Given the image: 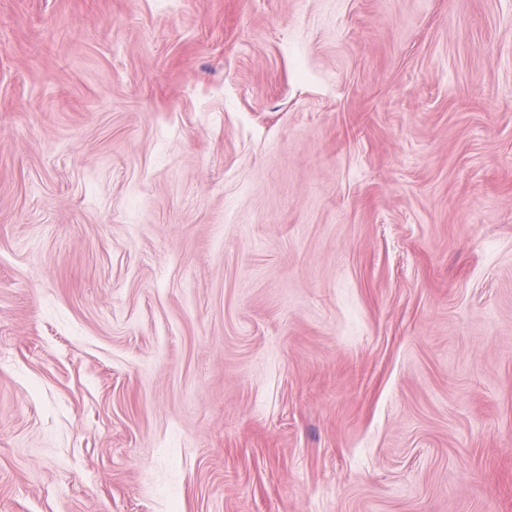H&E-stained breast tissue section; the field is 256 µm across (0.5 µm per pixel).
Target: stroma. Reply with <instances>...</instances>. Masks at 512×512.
I'll use <instances>...</instances> for the list:
<instances>
[{
  "instance_id": "obj_1",
  "label": "stroma",
  "mask_w": 512,
  "mask_h": 512,
  "mask_svg": "<svg viewBox=\"0 0 512 512\" xmlns=\"http://www.w3.org/2000/svg\"><path fill=\"white\" fill-rule=\"evenodd\" d=\"M0 512H512V0H0Z\"/></svg>"
}]
</instances>
